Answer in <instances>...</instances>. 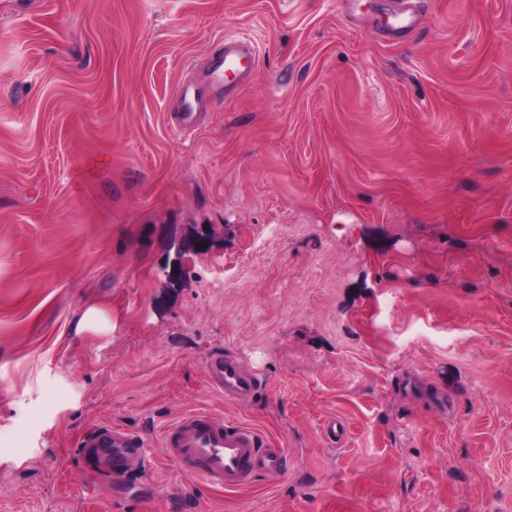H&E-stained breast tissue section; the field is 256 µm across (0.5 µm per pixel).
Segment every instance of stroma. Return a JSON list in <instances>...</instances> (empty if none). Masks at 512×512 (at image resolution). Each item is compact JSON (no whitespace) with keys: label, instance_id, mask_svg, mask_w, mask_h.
Masks as SVG:
<instances>
[{"label":"stroma","instance_id":"35a3bbf8","mask_svg":"<svg viewBox=\"0 0 512 512\" xmlns=\"http://www.w3.org/2000/svg\"><path fill=\"white\" fill-rule=\"evenodd\" d=\"M390 2L0 0V512H512V0H418L397 43ZM242 33L249 81L177 134ZM218 352L264 389L212 390ZM194 410L287 473H182ZM182 111L178 113L177 126L180 132H192L195 130L200 102V91L193 83H182L180 88ZM83 448H94L110 455L112 466L120 471L128 457L143 453L145 443L120 430L100 428L97 434L85 442Z\"/></svg>","mask_w":512,"mask_h":512}]
</instances>
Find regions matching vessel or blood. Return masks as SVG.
<instances>
[{"label":"vessel or blood","mask_w":512,"mask_h":512,"mask_svg":"<svg viewBox=\"0 0 512 512\" xmlns=\"http://www.w3.org/2000/svg\"><path fill=\"white\" fill-rule=\"evenodd\" d=\"M385 32L394 38L412 33L418 21L413 0H398ZM258 58L254 47L243 39H228L222 52L210 63V90L216 95L233 92L254 71ZM182 110L177 115L180 131H193L197 124L200 92L194 84L179 88ZM210 386L224 396L239 398L258 388L257 377L247 374L234 360L217 354L204 364ZM160 443L167 457L182 472L212 486L236 491L251 485L262 474H282L288 469V451L275 447L254 428L224 420L205 412L184 415L163 430ZM88 447L112 458L114 469L126 459L142 454L143 440L116 429L102 428L87 442Z\"/></svg>","instance_id":"b4317fda"}]
</instances>
